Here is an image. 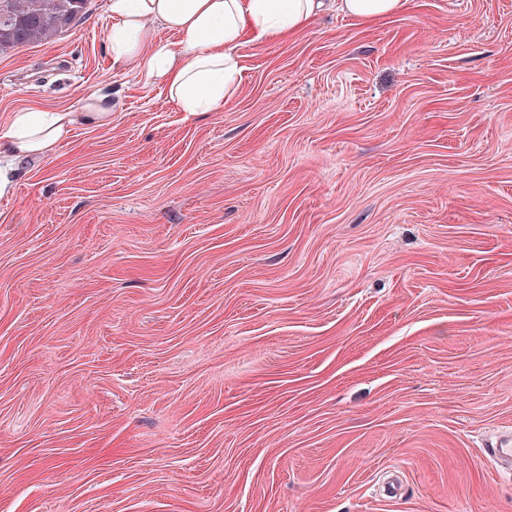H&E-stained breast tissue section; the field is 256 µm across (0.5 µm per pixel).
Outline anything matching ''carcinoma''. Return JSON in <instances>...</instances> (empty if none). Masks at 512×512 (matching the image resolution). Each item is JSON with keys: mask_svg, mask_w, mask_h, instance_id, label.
Returning a JSON list of instances; mask_svg holds the SVG:
<instances>
[{"mask_svg": "<svg viewBox=\"0 0 512 512\" xmlns=\"http://www.w3.org/2000/svg\"><path fill=\"white\" fill-rule=\"evenodd\" d=\"M88 0H0V51L48 41L76 22Z\"/></svg>", "mask_w": 512, "mask_h": 512, "instance_id": "carcinoma-1", "label": "carcinoma"}]
</instances>
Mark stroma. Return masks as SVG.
<instances>
[{
    "label": "stroma",
    "mask_w": 512,
    "mask_h": 512,
    "mask_svg": "<svg viewBox=\"0 0 512 512\" xmlns=\"http://www.w3.org/2000/svg\"><path fill=\"white\" fill-rule=\"evenodd\" d=\"M105 4L0 53V127L112 95L0 198V512H512V0L329 8L203 116ZM408 0H336L342 12L361 20H380L400 12Z\"/></svg>",
    "instance_id": "1"
}]
</instances>
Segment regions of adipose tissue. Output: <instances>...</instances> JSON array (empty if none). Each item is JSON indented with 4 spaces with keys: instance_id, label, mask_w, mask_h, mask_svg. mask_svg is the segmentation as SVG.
<instances>
[{
    "instance_id": "obj_1",
    "label": "adipose tissue",
    "mask_w": 512,
    "mask_h": 512,
    "mask_svg": "<svg viewBox=\"0 0 512 512\" xmlns=\"http://www.w3.org/2000/svg\"><path fill=\"white\" fill-rule=\"evenodd\" d=\"M323 0H106L113 64L164 85L185 112H214L241 79L237 48L279 41L308 27ZM177 33L178 43L155 38L152 25ZM112 122V96L89 94L79 111L23 110L0 127V197L12 193L21 165L54 155L79 124Z\"/></svg>"
}]
</instances>
